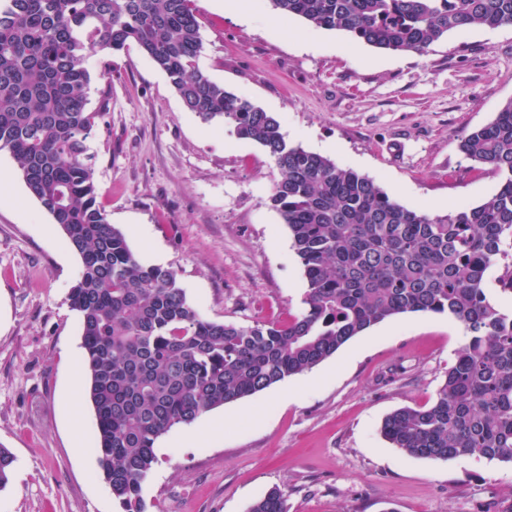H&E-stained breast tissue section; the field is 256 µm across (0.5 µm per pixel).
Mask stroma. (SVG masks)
Wrapping results in <instances>:
<instances>
[{
  "instance_id": "obj_1",
  "label": "stroma",
  "mask_w": 512,
  "mask_h": 512,
  "mask_svg": "<svg viewBox=\"0 0 512 512\" xmlns=\"http://www.w3.org/2000/svg\"><path fill=\"white\" fill-rule=\"evenodd\" d=\"M248 13L195 0L213 81L278 116L290 142L372 178L410 209L481 204L499 185L459 144L512 100V26L449 32L427 53L380 50L342 31L283 22L267 0ZM89 110L98 201L148 265L173 268L209 320L285 322L304 310V270L270 203L264 150L185 110L137 48L105 56ZM0 445L15 457L0 512H119L89 441L69 293L80 260L0 151ZM466 341L444 315L376 324L313 369L178 426L155 445L147 512H248L272 488L288 512H512V466L483 457L408 456L381 433L387 415L432 402Z\"/></svg>"
}]
</instances>
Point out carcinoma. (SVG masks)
<instances>
[{
    "label": "carcinoma",
    "mask_w": 512,
    "mask_h": 512,
    "mask_svg": "<svg viewBox=\"0 0 512 512\" xmlns=\"http://www.w3.org/2000/svg\"><path fill=\"white\" fill-rule=\"evenodd\" d=\"M277 17L344 31L393 51L427 52L454 30L512 25V0H268ZM136 45L183 106L260 146L279 172L270 196L307 281L286 323L203 318L174 270L143 263L98 205L88 140L107 103L87 109V52ZM194 0H0V151L78 255L79 313L95 451L122 512H146L155 443L172 428L264 391L330 358L370 327L405 313L445 314L467 342L432 403L383 421L406 455H478L512 464V314L491 304L496 266L512 292V100L460 143L501 176L476 206L409 209L371 178L289 143L276 115L205 75ZM14 463L0 446V489ZM249 512H286L275 488Z\"/></svg>",
    "instance_id": "obj_1"
}]
</instances>
